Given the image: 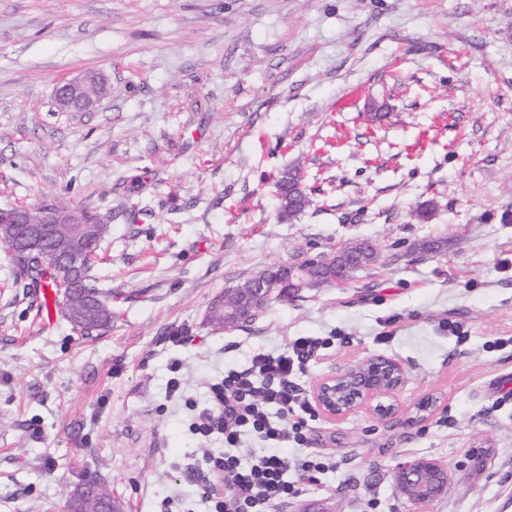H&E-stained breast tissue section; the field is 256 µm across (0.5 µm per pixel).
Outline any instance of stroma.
Returning a JSON list of instances; mask_svg holds the SVG:
<instances>
[{"label":"stroma","mask_w":512,"mask_h":512,"mask_svg":"<svg viewBox=\"0 0 512 512\" xmlns=\"http://www.w3.org/2000/svg\"><path fill=\"white\" fill-rule=\"evenodd\" d=\"M88 73L101 101L58 110ZM287 170L315 190L289 220ZM55 199L111 214L94 273L115 316L94 339L45 326L0 250V512H66L90 476L127 512H200L188 474L222 444L169 398L171 363L202 403L253 354L332 335L302 390L385 355L401 413L315 417L337 469L289 472L272 512H512V346L492 345L512 336V0H0V207ZM364 241L378 259L343 286L209 321L264 269ZM414 456L452 476L423 505L393 481ZM102 84V78L92 73L60 81L54 89L55 102L63 110L87 111L98 100Z\"/></svg>","instance_id":"obj_1"}]
</instances>
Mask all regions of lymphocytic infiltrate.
<instances>
[{"instance_id": "obj_1", "label": "lymphocytic infiltrate", "mask_w": 512, "mask_h": 512, "mask_svg": "<svg viewBox=\"0 0 512 512\" xmlns=\"http://www.w3.org/2000/svg\"><path fill=\"white\" fill-rule=\"evenodd\" d=\"M334 343L331 336L296 338L279 354H254L247 368L225 371L210 385L208 402L191 423L194 434H218L224 442L222 450L206 451L203 465L193 472L207 512H268L275 501L296 494L289 471L312 475L331 470L322 458H289L278 450L305 447L314 410L296 378L319 350ZM249 436L270 445L271 454L248 461L237 456L236 448Z\"/></svg>"}]
</instances>
